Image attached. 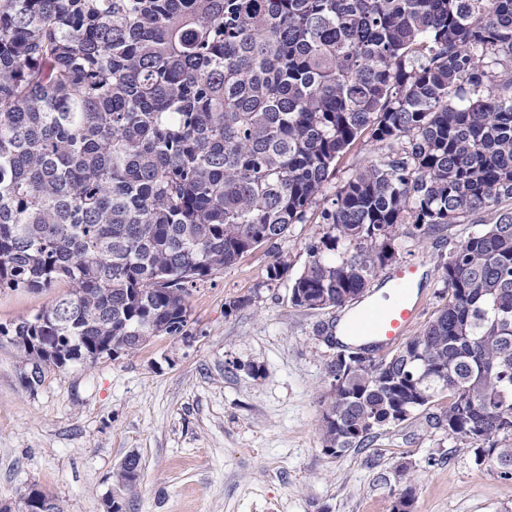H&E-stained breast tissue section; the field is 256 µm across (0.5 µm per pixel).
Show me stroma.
I'll use <instances>...</instances> for the list:
<instances>
[{"mask_svg": "<svg viewBox=\"0 0 512 512\" xmlns=\"http://www.w3.org/2000/svg\"><path fill=\"white\" fill-rule=\"evenodd\" d=\"M361 138L337 162L318 205L292 225L282 251L292 272L307 260L319 214L338 185L371 158ZM490 211L396 245L397 263L419 264L420 323L444 302L438 265ZM270 245L193 288L186 335L160 336L133 355L75 362L24 389L15 350L0 345V503L29 486L64 512H107L112 474L129 453L142 469L124 512H391L395 467L412 462L417 512H512V480L493 460L475 464L464 441L432 429L425 413L377 430L368 446L335 457L319 440L324 363L335 348L322 327L343 311L291 305L271 284ZM55 291L0 292V324L49 306ZM250 306L229 311L240 297Z\"/></svg>", "mask_w": 512, "mask_h": 512, "instance_id": "1", "label": "stroma"}]
</instances>
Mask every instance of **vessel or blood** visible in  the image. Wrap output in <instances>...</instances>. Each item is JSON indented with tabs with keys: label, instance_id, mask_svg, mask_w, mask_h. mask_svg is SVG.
Segmentation results:
<instances>
[{
	"label": "vessel or blood",
	"instance_id": "vessel-or-blood-1",
	"mask_svg": "<svg viewBox=\"0 0 512 512\" xmlns=\"http://www.w3.org/2000/svg\"><path fill=\"white\" fill-rule=\"evenodd\" d=\"M418 272L416 265L407 264L387 274L384 283L391 295L390 302L378 301L370 295L363 297L345 337L384 348L407 336L421 314V302L413 294Z\"/></svg>",
	"mask_w": 512,
	"mask_h": 512
}]
</instances>
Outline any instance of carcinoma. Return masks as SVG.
<instances>
[{"label": "carcinoma", "instance_id": "obj_1", "mask_svg": "<svg viewBox=\"0 0 512 512\" xmlns=\"http://www.w3.org/2000/svg\"><path fill=\"white\" fill-rule=\"evenodd\" d=\"M366 132L295 307L352 306L392 242L512 199V0H0V290L69 288L0 325L21 385L186 334L190 287L285 240ZM288 269L276 252L268 282ZM440 270L418 333L325 362L320 443L342 455L424 410L512 480V212ZM139 473L132 453L113 478ZM21 512L63 510L32 486Z\"/></svg>", "mask_w": 512, "mask_h": 512}]
</instances>
